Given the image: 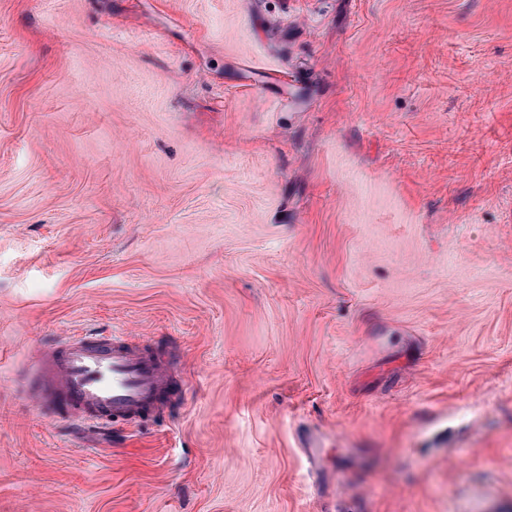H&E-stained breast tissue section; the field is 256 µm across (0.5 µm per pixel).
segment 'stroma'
I'll use <instances>...</instances> for the list:
<instances>
[{"label":"stroma","instance_id":"obj_1","mask_svg":"<svg viewBox=\"0 0 512 512\" xmlns=\"http://www.w3.org/2000/svg\"><path fill=\"white\" fill-rule=\"evenodd\" d=\"M0 512H512V0H0ZM37 398L74 427L110 430L159 417L175 392L173 372L130 336H66L38 350Z\"/></svg>","mask_w":512,"mask_h":512}]
</instances>
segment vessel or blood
<instances>
[{"instance_id":"vessel-or-blood-1","label":"vessel or blood","mask_w":512,"mask_h":512,"mask_svg":"<svg viewBox=\"0 0 512 512\" xmlns=\"http://www.w3.org/2000/svg\"><path fill=\"white\" fill-rule=\"evenodd\" d=\"M38 402L61 408L73 426H136L175 399L173 372L129 336H67L38 350Z\"/></svg>"}]
</instances>
